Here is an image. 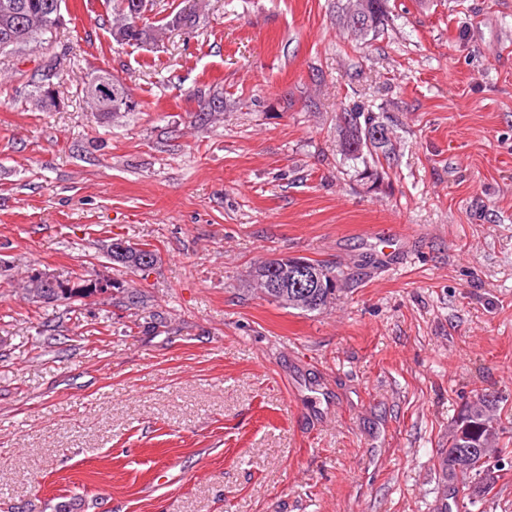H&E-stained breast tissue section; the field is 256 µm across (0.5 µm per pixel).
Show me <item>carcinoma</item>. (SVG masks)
<instances>
[{"instance_id":"carcinoma-1","label":"carcinoma","mask_w":512,"mask_h":512,"mask_svg":"<svg viewBox=\"0 0 512 512\" xmlns=\"http://www.w3.org/2000/svg\"><path fill=\"white\" fill-rule=\"evenodd\" d=\"M48 0H0V39L8 38L19 33L22 28L27 31L21 37L20 51L41 44L53 35L60 27L55 15L45 10ZM129 0H114L112 7L113 28L123 32L122 43H143L149 39L155 41L159 34L143 24L144 16L137 17L130 13ZM388 0H367V22L360 27L350 23L351 17L357 12L356 0H346L341 8L340 21L354 35L362 40L368 36H376L384 30L387 22ZM207 9V3H199V7L188 11L181 10L170 20L169 25L194 30ZM55 77L51 72H43L32 77L33 97L40 107L48 110L57 105L58 91H53V100L43 98V83L50 82ZM370 129L387 132V128L371 113L358 110H346L340 114V132L342 133L341 147L344 155L359 158L363 155L371 157L378 165L380 160L390 161L393 153L389 137L371 142L366 140ZM146 255L155 256L157 251L148 248V244H127L125 252H115L112 262L123 267L139 271L140 264ZM323 281V287L312 288L300 302H292L280 294L276 288H270L266 282L267 262L261 261L251 271L254 291L269 302L286 309L297 310L305 314L321 313L331 307L336 301V291L339 282V272L336 267L325 261L310 260ZM66 283L72 288L60 296L61 302L68 304L79 302L85 298L84 276L67 279ZM112 299L124 303L128 307H139L144 304V295L134 288H117ZM502 402V398L493 394H483L468 404L461 411L448 435V448L441 452L440 467L443 479L457 483L455 490V507L461 512H472V507L480 503L488 495L496 483L497 476L489 468V456L493 444L503 428L493 418L492 411Z\"/></svg>"}]
</instances>
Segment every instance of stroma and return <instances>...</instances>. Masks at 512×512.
<instances>
[{"instance_id": "1", "label": "stroma", "mask_w": 512, "mask_h": 512, "mask_svg": "<svg viewBox=\"0 0 512 512\" xmlns=\"http://www.w3.org/2000/svg\"><path fill=\"white\" fill-rule=\"evenodd\" d=\"M208 3L188 32L154 0L161 40L119 45L112 0H65L0 54V512H439L464 403L501 395L512 434V0H389L362 41L341 0ZM100 67L135 111L90 112ZM349 109L387 126L383 177L340 154ZM116 237L159 262L113 263ZM283 255L339 267L332 308L250 292ZM30 268L147 303L44 307ZM54 77H55V74L48 71V72H43L40 74H35L32 77V81H31V83H32L31 85L33 86L32 96L34 97L35 101L37 102V105H40L41 108H44L46 110L51 109V107H56V105L58 104L57 103V99H58L57 86L55 83H53V85H54V91H53V86H52V83L50 82V81H52V79ZM44 82H47V83L50 82L48 84L47 89L44 92V95L51 96L53 93L54 99L52 101H46L42 96L43 91L45 89V87L42 86V84ZM89 286L91 288H97L92 291L88 297L92 298H103L108 297L112 294V300H118V302L125 303L126 307H139L144 305L145 296L134 288H113L115 293H112V279L101 276H91ZM87 297V298H88Z\"/></svg>"}]
</instances>
